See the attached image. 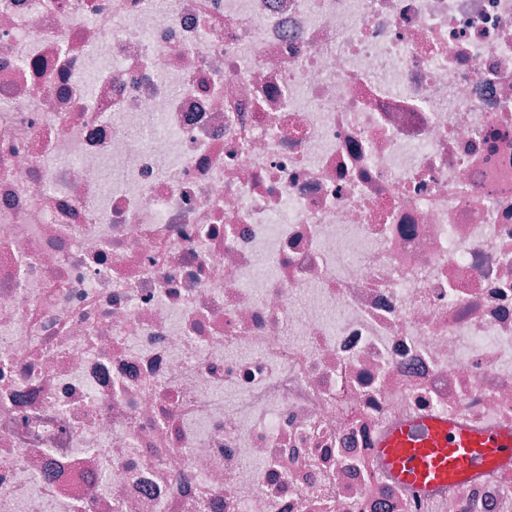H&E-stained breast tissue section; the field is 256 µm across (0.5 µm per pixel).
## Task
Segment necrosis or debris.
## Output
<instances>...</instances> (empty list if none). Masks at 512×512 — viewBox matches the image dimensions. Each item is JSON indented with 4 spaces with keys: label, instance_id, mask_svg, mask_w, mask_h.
I'll return each instance as SVG.
<instances>
[{
    "label": "necrosis or debris",
    "instance_id": "necrosis-or-debris-1",
    "mask_svg": "<svg viewBox=\"0 0 512 512\" xmlns=\"http://www.w3.org/2000/svg\"><path fill=\"white\" fill-rule=\"evenodd\" d=\"M512 0H0V512H512ZM378 451L400 483L420 489L512 460V427L471 430L448 417L421 418L385 434Z\"/></svg>",
    "mask_w": 512,
    "mask_h": 512
}]
</instances>
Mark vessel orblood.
<instances>
[{"mask_svg":"<svg viewBox=\"0 0 512 512\" xmlns=\"http://www.w3.org/2000/svg\"><path fill=\"white\" fill-rule=\"evenodd\" d=\"M378 451L400 483L420 489L512 460V427L471 430L441 416L421 418L385 434Z\"/></svg>","mask_w":512,"mask_h":512,"instance_id":"b4317fda","label":"vessel or blood"}]
</instances>
